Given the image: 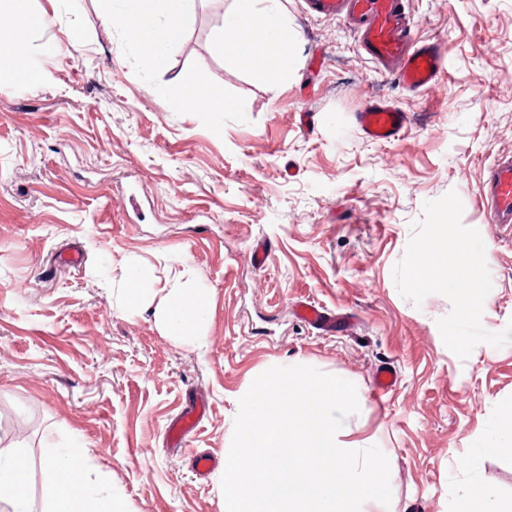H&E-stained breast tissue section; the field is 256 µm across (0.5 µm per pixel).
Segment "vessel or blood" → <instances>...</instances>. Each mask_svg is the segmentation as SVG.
<instances>
[{"label": "vessel or blood", "instance_id": "b4317fda", "mask_svg": "<svg viewBox=\"0 0 512 512\" xmlns=\"http://www.w3.org/2000/svg\"><path fill=\"white\" fill-rule=\"evenodd\" d=\"M307 6L323 19H347L365 54L408 91L425 89L447 68L441 44L419 39L412 30L406 0H307ZM356 122L369 140L389 142L404 129L407 115L395 106L373 103L357 113ZM479 195L488 223L512 228L511 153L500 156L488 168ZM296 313L318 330L336 329L335 314L322 306L301 302ZM197 425L194 411H186L170 425L169 436L175 444H182Z\"/></svg>", "mask_w": 512, "mask_h": 512}]
</instances>
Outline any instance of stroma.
<instances>
[{
	"label": "stroma",
	"instance_id": "35a3bbf8",
	"mask_svg": "<svg viewBox=\"0 0 512 512\" xmlns=\"http://www.w3.org/2000/svg\"><path fill=\"white\" fill-rule=\"evenodd\" d=\"M406 2L417 36L447 47L422 92L304 0H280L297 59L275 85L225 70L232 0H193L153 73L97 0H33L49 19L30 37L44 84H0V452L24 458L32 512L49 507L44 456L75 436L125 512H224L223 468L198 478L192 456L224 458L239 399L289 365L356 387L343 440L383 451L392 491L361 512H456L475 484L512 506V231L487 224L478 196L512 153V0ZM72 31V52L51 50ZM191 73L223 90V114L173 108ZM374 102L406 113L398 139L362 135L353 114ZM443 236L459 258L423 254ZM133 263L153 273L136 308ZM178 282L210 300L200 339L161 322ZM299 300L358 322L322 334L295 318ZM382 365L398 382L378 400ZM197 401V429L170 447L169 423Z\"/></svg>",
	"mask_w": 512,
	"mask_h": 512
}]
</instances>
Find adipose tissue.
<instances>
[{
    "label": "adipose tissue",
    "mask_w": 512,
    "mask_h": 512,
    "mask_svg": "<svg viewBox=\"0 0 512 512\" xmlns=\"http://www.w3.org/2000/svg\"><path fill=\"white\" fill-rule=\"evenodd\" d=\"M102 15L116 21L126 38L142 50L144 71L164 69L169 50L185 32L188 0H98ZM47 16L35 11L31 0H0V83L35 90L44 81L32 59L30 35L44 28ZM219 48L228 70L250 69L256 80L272 83L284 78L295 57L296 38L288 29L278 0H233L224 14ZM178 109L224 111V94L213 91L200 73L185 76ZM208 317L201 295L172 291L164 309L165 327L176 336L194 338ZM86 450L78 443L52 449L43 459L46 482L54 491L51 512H123L113 491L94 494L85 467ZM0 504L11 512H30L27 474L19 455L0 454Z\"/></svg>",
    "instance_id": "ef3b65f1"
}]
</instances>
